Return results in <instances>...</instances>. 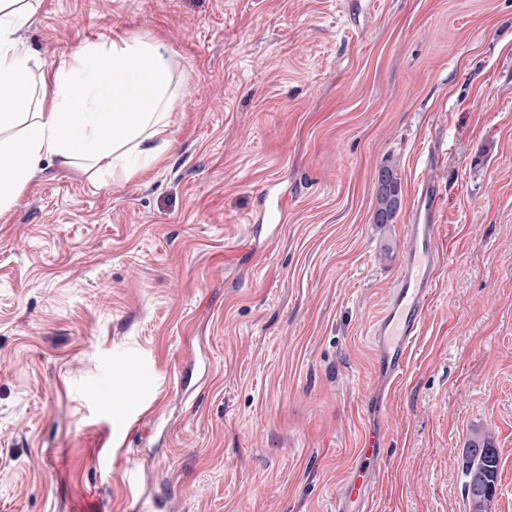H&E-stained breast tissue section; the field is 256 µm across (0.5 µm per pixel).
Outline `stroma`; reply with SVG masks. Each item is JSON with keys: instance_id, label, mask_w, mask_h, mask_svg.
Listing matches in <instances>:
<instances>
[{"instance_id": "stroma-1", "label": "stroma", "mask_w": 512, "mask_h": 512, "mask_svg": "<svg viewBox=\"0 0 512 512\" xmlns=\"http://www.w3.org/2000/svg\"><path fill=\"white\" fill-rule=\"evenodd\" d=\"M15 37L47 69L150 42L175 96L164 161L47 162L0 215V512H130L163 489L178 512H334L370 430L378 512H467L477 432L500 450L490 510L512 512V0H39ZM387 159L402 204L382 229ZM426 182L444 262L393 387L367 329Z\"/></svg>"}]
</instances>
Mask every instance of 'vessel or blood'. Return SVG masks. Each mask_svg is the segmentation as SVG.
Listing matches in <instances>:
<instances>
[{
    "label": "vessel or blood",
    "mask_w": 512,
    "mask_h": 512,
    "mask_svg": "<svg viewBox=\"0 0 512 512\" xmlns=\"http://www.w3.org/2000/svg\"><path fill=\"white\" fill-rule=\"evenodd\" d=\"M437 205L433 186L424 184L408 226L398 276L372 328L376 346L385 357V369L396 381L403 376L412 348L423 333L426 311L435 292L441 265ZM381 454L379 435L363 439L359 463L336 496V512H374Z\"/></svg>",
    "instance_id": "b4317fda"
}]
</instances>
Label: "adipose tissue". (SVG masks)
<instances>
[{
    "mask_svg": "<svg viewBox=\"0 0 512 512\" xmlns=\"http://www.w3.org/2000/svg\"><path fill=\"white\" fill-rule=\"evenodd\" d=\"M38 0H0V213L44 161L99 170L160 162L174 97L168 59L142 40L87 45L40 72L13 38Z\"/></svg>",
    "mask_w": 512,
    "mask_h": 512,
    "instance_id": "1",
    "label": "adipose tissue"
}]
</instances>
